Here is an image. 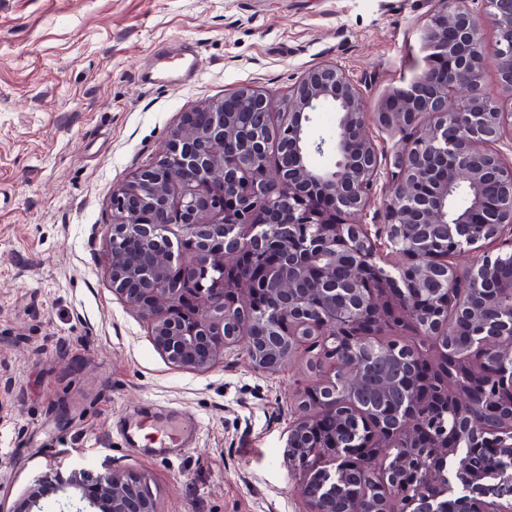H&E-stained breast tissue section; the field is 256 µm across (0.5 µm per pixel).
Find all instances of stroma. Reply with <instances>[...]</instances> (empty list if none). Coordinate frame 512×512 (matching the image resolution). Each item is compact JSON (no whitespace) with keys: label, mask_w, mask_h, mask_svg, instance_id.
Here are the masks:
<instances>
[{"label":"stroma","mask_w":512,"mask_h":512,"mask_svg":"<svg viewBox=\"0 0 512 512\" xmlns=\"http://www.w3.org/2000/svg\"><path fill=\"white\" fill-rule=\"evenodd\" d=\"M432 0H0V512L43 481L118 470L158 512H304L284 459L305 360L245 347L172 369L106 276L112 192L182 112L243 84L273 98L334 61L376 110L423 65ZM200 50L185 75L181 46ZM200 425L163 448L138 420Z\"/></svg>","instance_id":"stroma-1"}]
</instances>
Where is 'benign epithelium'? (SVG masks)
Wrapping results in <instances>:
<instances>
[{"label": "benign epithelium", "instance_id": "obj_1", "mask_svg": "<svg viewBox=\"0 0 512 512\" xmlns=\"http://www.w3.org/2000/svg\"><path fill=\"white\" fill-rule=\"evenodd\" d=\"M483 5L501 96L482 90L478 18L465 0H435L425 68L374 113L402 134L375 227L358 220L381 174L366 102L330 62L309 68L280 112L242 85L181 113L165 149L112 192V293L149 322L172 367L205 373L243 341L272 374L318 349L309 367L321 377L298 392L285 444L305 512H335L336 492L315 486L380 461L344 512H398L406 472L466 446L476 461L457 478L469 497L451 512H512V475L491 465L512 457V324L486 319L512 311V162L498 149L512 141V0ZM323 108L336 130L315 142ZM325 153L334 163L313 162ZM466 249L476 259L462 269ZM375 364L391 372L372 401ZM446 414L452 425L428 423ZM64 485L96 512H157L136 476Z\"/></svg>", "mask_w": 512, "mask_h": 512}]
</instances>
